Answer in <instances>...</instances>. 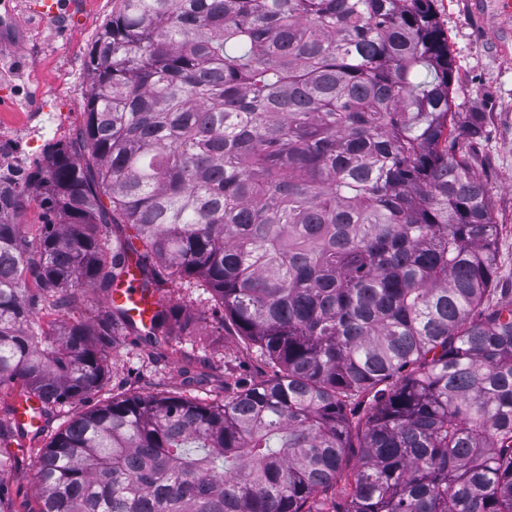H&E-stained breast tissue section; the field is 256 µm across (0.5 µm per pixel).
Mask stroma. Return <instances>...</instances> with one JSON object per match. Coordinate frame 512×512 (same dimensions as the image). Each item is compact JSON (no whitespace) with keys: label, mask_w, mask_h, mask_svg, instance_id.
<instances>
[{"label":"stroma","mask_w":512,"mask_h":512,"mask_svg":"<svg viewBox=\"0 0 512 512\" xmlns=\"http://www.w3.org/2000/svg\"><path fill=\"white\" fill-rule=\"evenodd\" d=\"M48 15L44 0H0V136L22 135L23 167L42 161L49 146L72 142L86 119L88 52L117 0H58ZM499 0H437V21L447 34L457 72L459 111L484 115L473 165L492 201L499 226V285L512 289V14ZM175 304H191L196 333L158 345V361L148 346L123 344L111 353L105 386L86 399L95 407L118 394L166 393L211 402L216 382L229 375L259 380L266 367L232 324L213 321L206 300L189 285L172 291ZM199 359L201 384L181 387L176 369L182 355ZM14 467L5 481L16 512H28L38 492L35 442L12 444Z\"/></svg>","instance_id":"obj_1"}]
</instances>
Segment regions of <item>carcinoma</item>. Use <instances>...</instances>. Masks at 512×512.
Returning a JSON list of instances; mask_svg holds the SVG:
<instances>
[{
	"label": "carcinoma",
	"mask_w": 512,
	"mask_h": 512,
	"mask_svg": "<svg viewBox=\"0 0 512 512\" xmlns=\"http://www.w3.org/2000/svg\"><path fill=\"white\" fill-rule=\"evenodd\" d=\"M87 69L75 144L0 172V389L81 405L119 337L188 329L181 280L273 374L78 410L35 512H512V298L434 0H118ZM130 264L149 328L37 323ZM44 431L0 422V471Z\"/></svg>",
	"instance_id": "carcinoma-1"
}]
</instances>
